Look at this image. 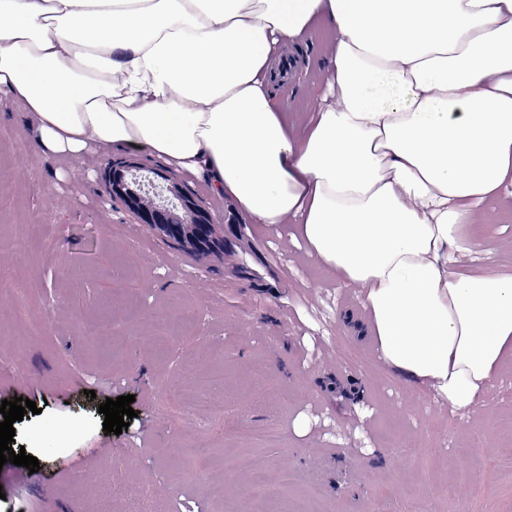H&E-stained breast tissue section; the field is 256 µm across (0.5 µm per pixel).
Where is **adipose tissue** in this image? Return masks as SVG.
<instances>
[{
	"mask_svg": "<svg viewBox=\"0 0 512 512\" xmlns=\"http://www.w3.org/2000/svg\"><path fill=\"white\" fill-rule=\"evenodd\" d=\"M328 26L291 134L275 85ZM46 157L119 146L295 222L358 285L384 366L470 407L512 348V274L462 233L512 188V0H0V96Z\"/></svg>",
	"mask_w": 512,
	"mask_h": 512,
	"instance_id": "ef3b65f1",
	"label": "adipose tissue"
}]
</instances>
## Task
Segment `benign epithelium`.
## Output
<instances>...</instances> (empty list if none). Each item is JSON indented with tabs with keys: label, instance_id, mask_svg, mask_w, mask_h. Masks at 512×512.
<instances>
[{
	"label": "benign epithelium",
	"instance_id": "7a95c632",
	"mask_svg": "<svg viewBox=\"0 0 512 512\" xmlns=\"http://www.w3.org/2000/svg\"><path fill=\"white\" fill-rule=\"evenodd\" d=\"M133 169L124 162L106 168L104 178L111 201L121 202L158 239L200 256L224 248L220 226L211 222L202 201L161 171H148L145 185L135 187L131 182Z\"/></svg>",
	"mask_w": 512,
	"mask_h": 512
}]
</instances>
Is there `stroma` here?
Returning a JSON list of instances; mask_svg holds the SVG:
<instances>
[{
	"instance_id": "1",
	"label": "stroma",
	"mask_w": 512,
	"mask_h": 512,
	"mask_svg": "<svg viewBox=\"0 0 512 512\" xmlns=\"http://www.w3.org/2000/svg\"><path fill=\"white\" fill-rule=\"evenodd\" d=\"M321 54L278 90L298 130L325 86ZM0 146V388L35 401L15 422V444L38 472L0 467V512H101L88 476L112 470L117 485L157 492L173 512H307L309 486L322 512H512V354L497 384L466 409L378 364L359 335L368 312L360 288L310 256L294 224L267 232L191 175L120 147L45 158L30 126H10ZM128 161L166 170L222 225L224 248L206 257L147 233L121 204L105 203L100 171ZM494 268L512 272V198L488 215ZM47 314L45 334L28 329ZM224 370L210 430L182 417ZM133 396L121 434L103 431L98 408ZM71 423L58 442L50 427ZM274 427V445L238 434ZM470 476L457 480L461 459ZM498 471L494 488L482 469ZM288 469L275 495L252 484V467ZM225 483L224 498L211 484Z\"/></svg>"
}]
</instances>
